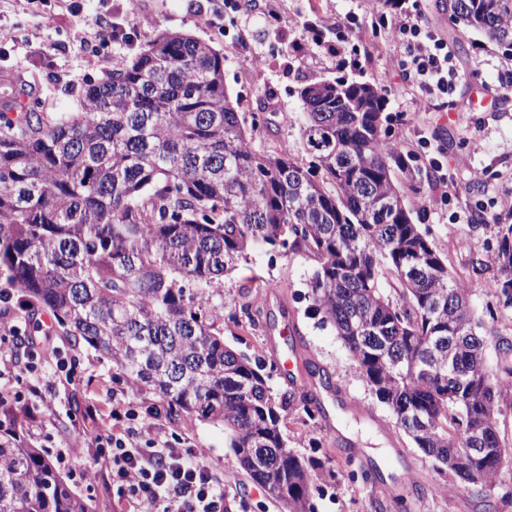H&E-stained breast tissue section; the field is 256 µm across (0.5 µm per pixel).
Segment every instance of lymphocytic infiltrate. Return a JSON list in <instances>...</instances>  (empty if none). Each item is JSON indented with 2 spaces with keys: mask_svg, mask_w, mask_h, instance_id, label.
I'll use <instances>...</instances> for the list:
<instances>
[{
  "mask_svg": "<svg viewBox=\"0 0 512 512\" xmlns=\"http://www.w3.org/2000/svg\"><path fill=\"white\" fill-rule=\"evenodd\" d=\"M372 25L389 30L403 46L400 65L412 78L420 106L447 100L459 73L447 43L426 21L421 0H384L383 8L373 14ZM19 331L20 321L14 317L0 326V380L15 381L30 374L27 391L33 398L40 384L54 381L55 376L38 371L33 362L18 371L9 343ZM78 439L86 447L111 454L120 492L138 512L147 505L162 506L163 512H224V486L205 464L203 452L188 456L182 449L169 447L152 420H137L132 411L118 408L104 418L90 407Z\"/></svg>",
  "mask_w": 512,
  "mask_h": 512,
  "instance_id": "f902f5d3",
  "label": "lymphocytic infiltrate"
}]
</instances>
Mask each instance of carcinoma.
Instances as JSON below:
<instances>
[{
  "label": "carcinoma",
  "mask_w": 512,
  "mask_h": 512,
  "mask_svg": "<svg viewBox=\"0 0 512 512\" xmlns=\"http://www.w3.org/2000/svg\"><path fill=\"white\" fill-rule=\"evenodd\" d=\"M435 8L512 55V0ZM305 156L258 152L224 88V56L168 33L83 89L49 120L18 97L0 112V279L74 343L108 359L175 415L224 424L249 478L288 512H316L336 471L288 447L281 425L323 408L271 393L259 358L224 344V306L206 292L261 244L316 267L309 312L332 327L377 401L439 474L489 497L503 464L499 416L512 361L474 372L482 323L404 202L422 171L391 135L374 84L342 74L299 91ZM468 274L512 308V224ZM396 281V297L380 282ZM0 512H93L49 457L0 426Z\"/></svg>",
  "instance_id": "carcinoma-1"
}]
</instances>
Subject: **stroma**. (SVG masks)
Listing matches in <instances>:
<instances>
[{
    "mask_svg": "<svg viewBox=\"0 0 512 512\" xmlns=\"http://www.w3.org/2000/svg\"><path fill=\"white\" fill-rule=\"evenodd\" d=\"M244 0H77L67 7L60 0H0V28L12 32L11 42L0 44V104L15 94H32L39 112L51 119L79 111L87 82L103 78L110 63L128 56L129 49L111 45L106 53L81 48L83 34L96 30L102 17L129 21L135 47H143L165 32H182L224 53V83L239 110L264 109L269 120L258 131L253 146L267 152L280 148L302 155L300 126L303 105L299 87L310 80L335 76L339 67L377 85L394 117L392 137L416 166L433 171L419 194H407L409 206H424L423 227L438 251L459 274H466L472 251L493 243L494 229L479 225L476 214L487 208L499 213L512 209V95H499L502 83L512 81V55L488 42L479 32L455 26L436 13L433 0L422 5L433 28L447 41L463 81L449 94L446 111L422 112L417 93L396 64L404 50L384 35L354 40L337 34L327 21L354 14L367 23L373 0H257L245 9ZM262 53L261 70L251 59ZM490 98L488 106L472 108L474 96ZM316 266L303 253L281 257L268 248L248 250L237 269L209 290L211 304L224 308V341L228 346L259 357L269 375L272 393L287 390L278 357L287 346L279 333L295 325L300 334L297 378L308 376L314 362L330 367L341 397H357L372 405L374 418H365L335 403L326 408L334 431L315 420L308 429L285 420L282 431L289 447L303 454L329 458L338 472L336 482L316 498L317 512H372L373 484L362 478L364 467L376 468L396 497L413 512H484L472 489L440 476L433 462L405 435L390 437L395 429L391 411L379 404L331 327L319 326L306 314L302 294ZM470 302L484 323L483 359L496 370L503 340L512 341V310L498 306L482 280L469 283ZM262 306L261 325L250 327L242 308ZM48 326L47 350L41 362L55 369L65 359L69 380L43 389L51 406L42 426L26 437L49 457L70 446L87 406L108 414L113 402H131L136 410H163L161 435L170 447L205 451L215 475H230L226 494L242 498L248 512H283L265 492L255 490L227 446L223 425L186 415L167 413L166 402L152 391L131 384L108 360L85 346L74 345L61 334L51 313L40 316ZM94 463V478L84 466ZM59 471L68 485L94 512H127V500L112 485V460L96 458L85 448L78 461L62 463Z\"/></svg>",
    "mask_w": 512,
    "mask_h": 512,
    "instance_id": "35a3bbf8",
    "label": "stroma"
}]
</instances>
